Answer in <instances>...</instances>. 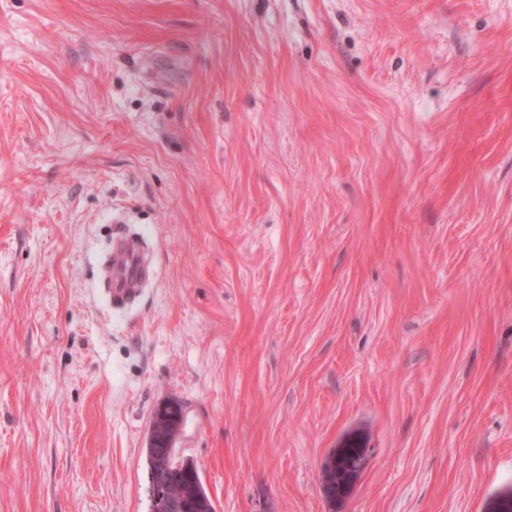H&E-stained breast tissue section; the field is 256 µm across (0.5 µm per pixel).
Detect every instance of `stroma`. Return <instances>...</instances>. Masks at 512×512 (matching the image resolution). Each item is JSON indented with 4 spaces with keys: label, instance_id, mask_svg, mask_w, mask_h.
Here are the masks:
<instances>
[{
    "label": "stroma",
    "instance_id": "obj_1",
    "mask_svg": "<svg viewBox=\"0 0 512 512\" xmlns=\"http://www.w3.org/2000/svg\"><path fill=\"white\" fill-rule=\"evenodd\" d=\"M167 399L216 512L512 488V0H0V512H151ZM146 275V261L139 248L126 241L115 243L110 261L108 288L111 301L115 305L133 301L139 295ZM169 420L177 423L179 428H173L168 422ZM183 421L184 409L181 403L175 400H165L156 407L148 434V464L151 459V448H172L173 451L175 450V439L178 430H180L183 425ZM366 448L356 437H349L343 443L332 450L323 466V490L330 500L336 501L349 494L352 486L346 485L347 471H356L359 464L366 456ZM334 457L336 464H330L329 458Z\"/></svg>",
    "mask_w": 512,
    "mask_h": 512
}]
</instances>
